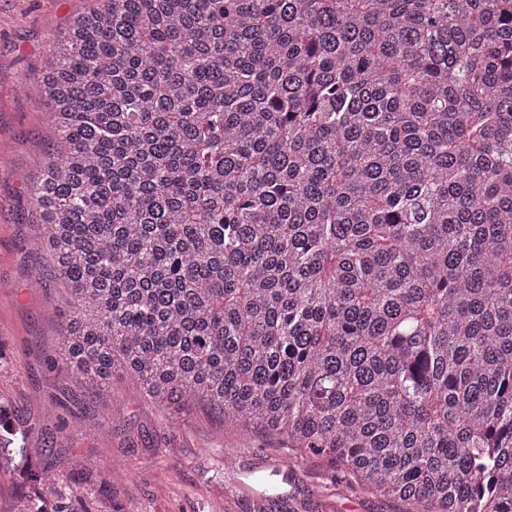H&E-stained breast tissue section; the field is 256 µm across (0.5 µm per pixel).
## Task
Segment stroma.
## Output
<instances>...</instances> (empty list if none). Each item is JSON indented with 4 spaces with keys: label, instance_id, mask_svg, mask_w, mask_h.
<instances>
[{
    "label": "stroma",
    "instance_id": "1",
    "mask_svg": "<svg viewBox=\"0 0 512 512\" xmlns=\"http://www.w3.org/2000/svg\"><path fill=\"white\" fill-rule=\"evenodd\" d=\"M91 4L0 0V405L25 432L28 460L65 478L33 488L0 468V512L34 498L63 502L64 512H404L324 460L276 476L285 448L206 405L172 423L131 381L98 397L52 367L61 336L51 309L63 290L32 245L39 226L26 178L52 138L35 78L49 35Z\"/></svg>",
    "mask_w": 512,
    "mask_h": 512
}]
</instances>
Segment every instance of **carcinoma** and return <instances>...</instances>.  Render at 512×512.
<instances>
[{"instance_id":"obj_1","label":"carcinoma","mask_w":512,"mask_h":512,"mask_svg":"<svg viewBox=\"0 0 512 512\" xmlns=\"http://www.w3.org/2000/svg\"><path fill=\"white\" fill-rule=\"evenodd\" d=\"M50 44L52 364L512 512V0H93Z\"/></svg>"}]
</instances>
